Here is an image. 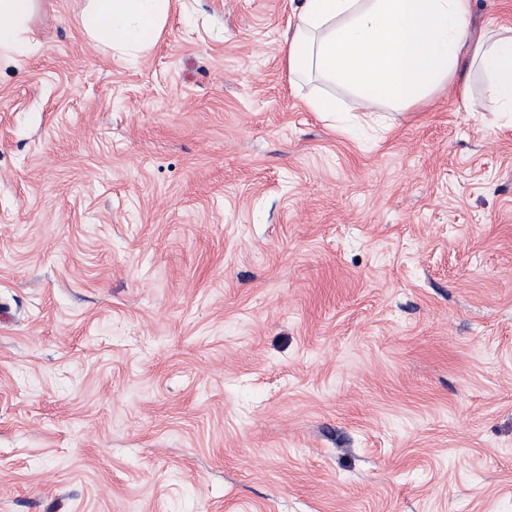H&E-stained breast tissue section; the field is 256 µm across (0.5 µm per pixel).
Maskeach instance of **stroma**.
Segmentation results:
<instances>
[{
	"mask_svg": "<svg viewBox=\"0 0 512 512\" xmlns=\"http://www.w3.org/2000/svg\"><path fill=\"white\" fill-rule=\"evenodd\" d=\"M0 65V512H512V118L311 111L294 0Z\"/></svg>",
	"mask_w": 512,
	"mask_h": 512,
	"instance_id": "1",
	"label": "stroma"
}]
</instances>
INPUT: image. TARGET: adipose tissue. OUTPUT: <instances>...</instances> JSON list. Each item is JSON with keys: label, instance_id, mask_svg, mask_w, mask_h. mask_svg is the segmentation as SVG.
<instances>
[{"label": "adipose tissue", "instance_id": "obj_1", "mask_svg": "<svg viewBox=\"0 0 512 512\" xmlns=\"http://www.w3.org/2000/svg\"><path fill=\"white\" fill-rule=\"evenodd\" d=\"M38 0H0V55L28 54ZM172 0H89L82 29L116 50L158 38ZM288 69L348 92L357 111H404L444 89L474 111L472 72L492 111L512 113V35L471 26V0H299L285 36Z\"/></svg>", "mask_w": 512, "mask_h": 512}]
</instances>
